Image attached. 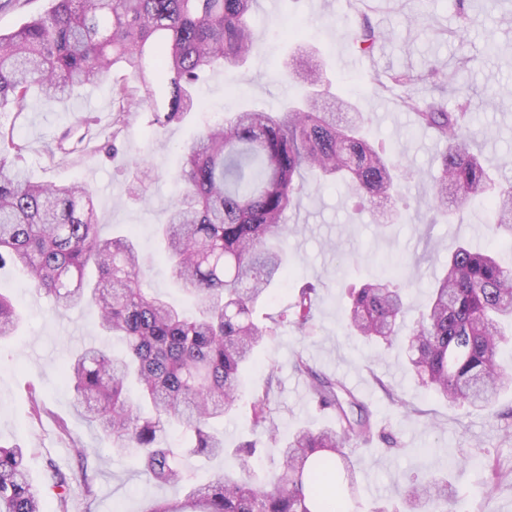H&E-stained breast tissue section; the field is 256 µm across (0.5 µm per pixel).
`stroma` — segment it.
<instances>
[{
    "label": "stroma",
    "instance_id": "35a3bbf8",
    "mask_svg": "<svg viewBox=\"0 0 512 512\" xmlns=\"http://www.w3.org/2000/svg\"><path fill=\"white\" fill-rule=\"evenodd\" d=\"M291 21L301 22L333 88L364 113L367 138L392 145L413 177L401 196L372 205L343 186H319L306 176L305 190L286 219L294 229L288 278L258 303L255 317L286 311L295 288L309 281L318 285L321 296L315 326L305 336L281 327L246 376L255 387L267 372L278 377L275 408L281 438L331 421L316 409L305 381L292 368L299 353L316 370L361 395L380 427L396 437L397 448L377 440L353 453L357 484L354 494L343 499L348 512L400 503L407 478L428 471L447 474L455 492L453 512H512V391L503 393L488 412L448 407L408 370L401 346L374 353L346 336L341 324L348 288L384 271L403 273L406 260L420 263L408 297L414 312L428 302L433 278L459 242L512 264V239L487 226L485 198L473 199L451 217L433 218L425 199L444 143L431 130L414 125L401 103L402 89L387 82L394 71L421 72L435 65L440 72L436 83L419 85L416 93L441 99L452 111L460 97L449 89L447 78L449 70L459 69L475 116L473 149L496 181L512 180V0H279L274 9L262 2L254 15L259 53L239 73H208L202 86L204 109L189 113L181 123L151 126L152 113L145 107L132 112L124 131L113 135L115 104L107 79L54 107L31 92L22 115L0 113V127L13 129L26 144L20 164L35 180L89 185L104 234L133 228L149 268L147 287L184 303L153 236L178 191L179 150L204 126L243 106L277 109L297 94L291 79L273 73L296 50L282 34ZM364 24L381 34L370 53L359 51L349 36ZM66 131L83 136L82 151L47 158L46 146ZM144 157L153 168L145 207L128 193L129 170ZM377 210L391 216L390 226L378 228ZM0 291L13 296L22 313L17 337L0 340V443L26 448L39 486L49 482V464L69 475L70 512H146L156 500H182L183 487L148 482L133 456L112 455L108 443L74 409V392L64 384L61 368L75 350L96 340V308L55 310L48 297L26 288L23 275L10 265L0 268ZM33 391L44 401L38 414L29 400ZM76 439L93 450L87 462L76 455ZM465 457L477 458L478 466H460ZM494 470L506 478L492 486L488 479Z\"/></svg>",
    "mask_w": 512,
    "mask_h": 512
}]
</instances>
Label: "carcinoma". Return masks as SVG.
Here are the masks:
<instances>
[{
	"label": "carcinoma",
	"mask_w": 512,
	"mask_h": 512,
	"mask_svg": "<svg viewBox=\"0 0 512 512\" xmlns=\"http://www.w3.org/2000/svg\"><path fill=\"white\" fill-rule=\"evenodd\" d=\"M42 14L0 33V112L21 113L31 89L52 107L116 70L112 92L119 108L112 127L127 125L133 106H148L153 124L164 128L199 107L200 74L235 70L258 50L251 12L257 0H50ZM381 35L353 31L364 52ZM301 91L278 111L244 107L207 125L184 149L176 173L179 195L164 210L156 234L172 282L195 300L191 315L142 287L145 264L132 234L105 237L97 222L94 193L85 184L33 180L17 160L24 146L0 129V265L25 273V285L52 298L58 309L92 304L105 335L124 345L119 355L90 347L62 370L74 406L112 441V453H136L140 473L158 484H186L182 459L224 453L216 425L242 395V374L269 336L287 324L313 329L319 295L298 290L288 312L259 324L253 309L269 287L285 279L290 229L284 224L303 192V173L315 169L367 199L388 197L407 181L409 167L395 164L391 150L362 134L365 116L342 97L331 107L322 62L302 46L288 66ZM436 75L411 70L390 74L407 90L405 106L415 123L446 143L432 176L429 207L448 215L494 185L481 154L471 148L469 103L449 112L412 90ZM149 161L136 163L130 195L147 200ZM489 223L512 234V184L490 197ZM410 281L383 276L352 288L344 324L368 343H393L406 313ZM20 315L0 293V340L17 335ZM512 326V266L488 252L458 244L428 303L406 336L410 370L448 404L489 411L512 389V367L499 360ZM320 410L335 425L297 430L282 447L280 466L258 480L252 441L236 449L224 474L190 486L178 505L157 500L147 512H336L341 497L328 477L340 468L355 490L349 452L375 439L397 441L378 430L370 407L341 382L318 372L302 355L293 362ZM274 373L252 401L253 426L277 438L271 394ZM184 429L185 443L162 439L165 426ZM26 451L0 445V512H48L42 491L26 467ZM55 512H69V481L52 468ZM402 508L374 512H448V477L415 475Z\"/></svg>",
	"instance_id": "carcinoma-1"
}]
</instances>
